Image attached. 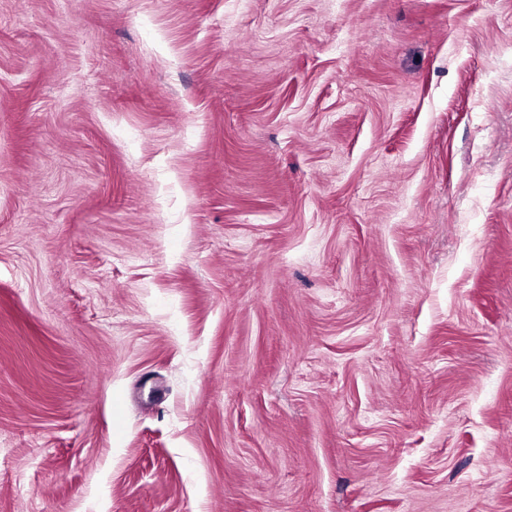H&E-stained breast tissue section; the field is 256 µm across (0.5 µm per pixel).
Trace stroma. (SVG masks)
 <instances>
[{"label":"stroma","instance_id":"obj_1","mask_svg":"<svg viewBox=\"0 0 512 512\" xmlns=\"http://www.w3.org/2000/svg\"><path fill=\"white\" fill-rule=\"evenodd\" d=\"M0 512H512V0H0Z\"/></svg>","mask_w":512,"mask_h":512}]
</instances>
